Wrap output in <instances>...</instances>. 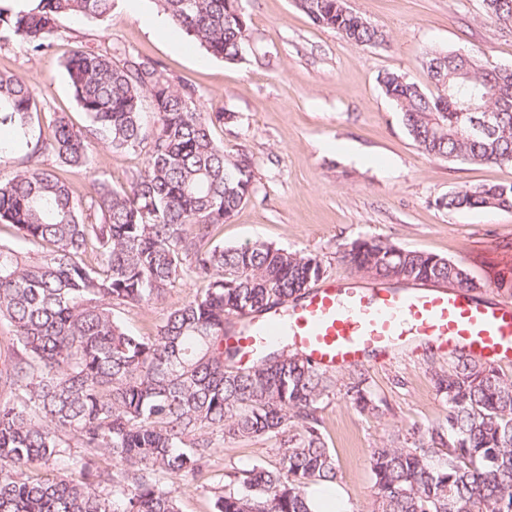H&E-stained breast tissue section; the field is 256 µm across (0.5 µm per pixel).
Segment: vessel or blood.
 <instances>
[{"label":"vessel or blood","mask_w":512,"mask_h":512,"mask_svg":"<svg viewBox=\"0 0 512 512\" xmlns=\"http://www.w3.org/2000/svg\"><path fill=\"white\" fill-rule=\"evenodd\" d=\"M281 336L326 371L377 364L423 348L510 364L512 299L481 300L450 286L332 281L283 310L241 321L226 340L247 359Z\"/></svg>","instance_id":"b4317fda"}]
</instances>
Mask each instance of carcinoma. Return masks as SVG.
Wrapping results in <instances>:
<instances>
[{
    "label": "carcinoma",
    "mask_w": 512,
    "mask_h": 512,
    "mask_svg": "<svg viewBox=\"0 0 512 512\" xmlns=\"http://www.w3.org/2000/svg\"><path fill=\"white\" fill-rule=\"evenodd\" d=\"M7 2L0 0V41L33 57L67 37L60 19L102 21L115 4L33 0L16 11ZM153 2L209 54L241 58L249 38L241 0ZM296 4L354 45L386 42L347 0ZM483 4L486 19L512 32V0ZM451 56L426 53L433 88L386 72L383 91L424 154L512 165V71L475 52L465 77L454 76L456 64L432 68ZM63 67L86 125L57 114L33 143L35 89L0 73V127L27 147L26 164L0 181V325L12 336L0 362V512H180L179 480L201 474L226 442L258 437L278 440L279 466L237 472L214 492V512H311V489L337 480L318 417L336 384L281 344L242 367L224 336L234 318L302 299L323 278L322 260L265 242H213L255 193V163L214 140L212 127L231 115L201 111L195 86L174 84L157 61L116 43L78 51ZM474 98L498 110L481 136L468 132L479 113L462 111ZM99 142L114 154L145 152L144 168L127 187L98 180L79 198L67 174L94 170ZM436 204L512 209V185H477ZM343 260L396 284L449 283L462 271L377 237L352 241ZM184 277L206 287L153 334L125 327L120 310L164 298ZM432 379L447 414L400 445L373 450L370 512H512V379L462 353ZM344 398L360 412L379 410L360 373ZM60 461L68 473L28 475Z\"/></svg>",
    "instance_id": "cac0c4a2"
}]
</instances>
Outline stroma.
<instances>
[{"instance_id":"stroma-1","label":"stroma","mask_w":512,"mask_h":512,"mask_svg":"<svg viewBox=\"0 0 512 512\" xmlns=\"http://www.w3.org/2000/svg\"><path fill=\"white\" fill-rule=\"evenodd\" d=\"M242 6L249 41L235 62L208 54L176 29L171 40L157 37L153 0H141L135 13L117 0L99 24L62 19V27L77 36L57 41L44 57H28L13 44L0 47V71L22 77L49 105L33 120L30 140L47 133L57 112L84 125L62 63L87 38L112 40L158 61L173 82L196 86L201 110L230 113L214 128L215 141L253 158L256 192L221 226L215 242L261 241L317 255L328 281L362 282L342 254L353 240L370 236L449 258L482 280L512 275V209L449 211L437 205L448 193L472 186L512 185V166L423 154L379 83L381 73L397 70L427 85L424 53L430 48L478 51L489 63L512 66V34L484 21L482 0H349L354 12L386 32V42L376 46H357L318 27L294 0H242ZM97 160L94 174H71L77 196H89L98 177L128 185L145 156L101 146ZM201 287L194 279L178 282L162 301L125 308L121 318L133 331L154 332L171 308ZM447 366V358L432 349L384 365H360L380 406L376 414L358 412L343 398L353 371H334L338 392L319 415L336 452L335 487L345 512L370 510L372 449L444 419L448 405L437 395L432 374ZM275 448L264 437L225 444L202 477L181 481V512H214L213 489L252 464L275 466Z\"/></svg>"}]
</instances>
